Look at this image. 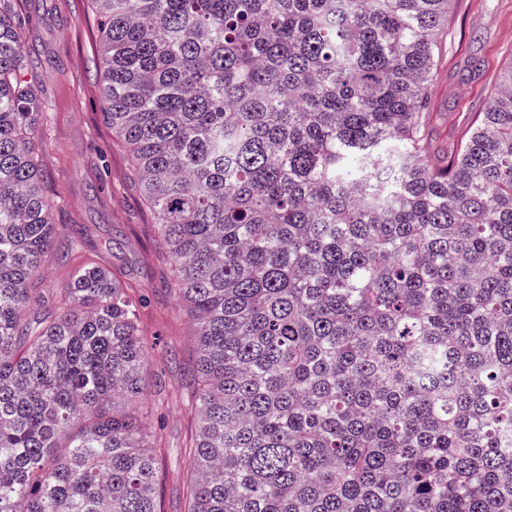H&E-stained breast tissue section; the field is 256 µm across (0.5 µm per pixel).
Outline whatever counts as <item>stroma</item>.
<instances>
[{
    "label": "stroma",
    "instance_id": "stroma-1",
    "mask_svg": "<svg viewBox=\"0 0 512 512\" xmlns=\"http://www.w3.org/2000/svg\"><path fill=\"white\" fill-rule=\"evenodd\" d=\"M0 11L24 24L28 68L40 79L39 164L54 221L73 229L82 244L66 265L56 253L47 255L45 285L60 290L89 260L137 285L151 343L148 393L166 396L161 416L143 417L162 428L161 510L185 512V451L195 429L182 393L196 362L191 320L168 290L172 267L154 248V217L132 185L127 150L103 119L100 19L91 0H0ZM511 61L512 0H453L425 106L431 150L456 145Z\"/></svg>",
    "mask_w": 512,
    "mask_h": 512
}]
</instances>
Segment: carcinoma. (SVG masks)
Here are the masks:
<instances>
[{"label": "carcinoma", "instance_id": "carcinoma-1", "mask_svg": "<svg viewBox=\"0 0 512 512\" xmlns=\"http://www.w3.org/2000/svg\"><path fill=\"white\" fill-rule=\"evenodd\" d=\"M104 119L196 327L187 512H512V61L455 149L452 0H93ZM0 12V512H161L136 286L59 299Z\"/></svg>", "mask_w": 512, "mask_h": 512}]
</instances>
